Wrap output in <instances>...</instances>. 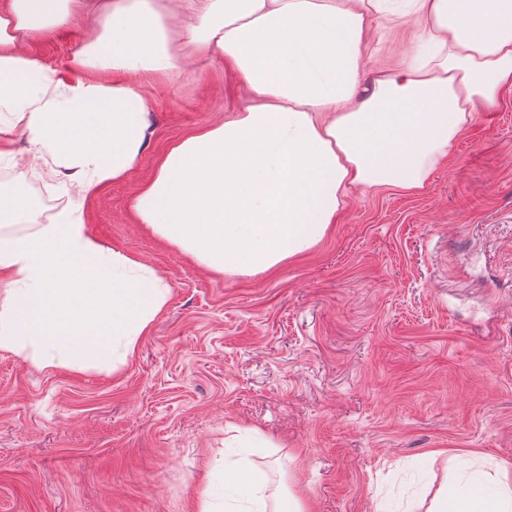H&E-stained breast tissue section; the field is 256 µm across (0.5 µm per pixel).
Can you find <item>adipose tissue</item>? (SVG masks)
Segmentation results:
<instances>
[{"mask_svg":"<svg viewBox=\"0 0 512 512\" xmlns=\"http://www.w3.org/2000/svg\"><path fill=\"white\" fill-rule=\"evenodd\" d=\"M380 0H0V159L6 130L31 164L51 158L76 200L141 162L151 102L144 83L192 59L230 68L249 103L176 141L132 200L139 223L227 276L276 268L320 242L346 190H422L477 109L512 87V0H412L431 53L357 75ZM84 19L72 77L35 44ZM34 205L0 183V349L91 369L132 355L169 286L106 248L80 208L16 235ZM224 487L268 512L267 479L247 460ZM426 512H512V469L446 485Z\"/></svg>","mask_w":512,"mask_h":512,"instance_id":"1","label":"adipose tissue"}]
</instances>
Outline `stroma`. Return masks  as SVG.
<instances>
[{
    "label": "stroma",
    "instance_id": "35a3bbf8",
    "mask_svg": "<svg viewBox=\"0 0 512 512\" xmlns=\"http://www.w3.org/2000/svg\"><path fill=\"white\" fill-rule=\"evenodd\" d=\"M360 80L405 65L427 32L384 0ZM139 167L86 198L108 248L167 283L166 306L118 367L76 371L0 350V512H224V468L247 458L307 512H411L427 486L512 467V90L473 113L426 189H347L310 250L257 276L214 273L130 209L180 137L244 106L223 67L143 85ZM0 182L37 218L74 198L25 134ZM453 448L458 461L434 449ZM210 500H203L205 488Z\"/></svg>",
    "mask_w": 512,
    "mask_h": 512
}]
</instances>
